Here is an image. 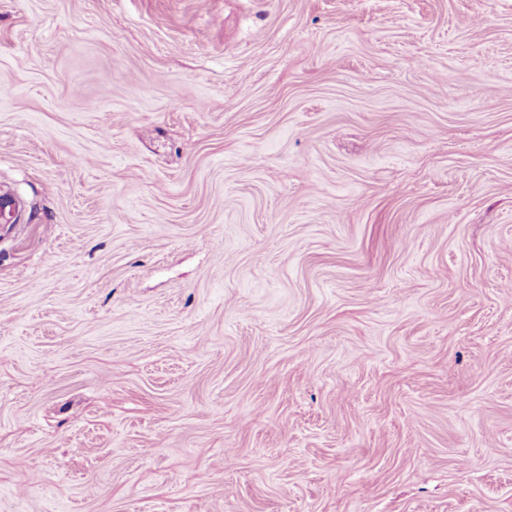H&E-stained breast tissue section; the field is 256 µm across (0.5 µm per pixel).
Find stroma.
Here are the masks:
<instances>
[{"mask_svg": "<svg viewBox=\"0 0 512 512\" xmlns=\"http://www.w3.org/2000/svg\"><path fill=\"white\" fill-rule=\"evenodd\" d=\"M0 512H512V0H0Z\"/></svg>", "mask_w": 512, "mask_h": 512, "instance_id": "stroma-1", "label": "stroma"}]
</instances>
